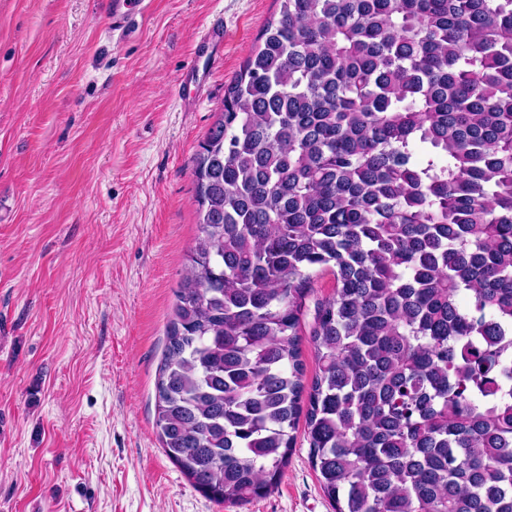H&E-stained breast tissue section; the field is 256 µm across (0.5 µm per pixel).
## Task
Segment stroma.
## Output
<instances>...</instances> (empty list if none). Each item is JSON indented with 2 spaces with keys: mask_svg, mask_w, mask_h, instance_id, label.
<instances>
[{
  "mask_svg": "<svg viewBox=\"0 0 512 512\" xmlns=\"http://www.w3.org/2000/svg\"><path fill=\"white\" fill-rule=\"evenodd\" d=\"M276 0H0V512H332L298 435L267 495L221 505L164 453L155 393L197 235L192 156ZM224 52L187 94L193 49ZM152 0H105L104 13L112 32L123 34L139 16L143 21L150 9ZM222 47H224V20L219 18L209 23L203 39L196 46L194 58L189 67V73L192 75V78L199 76L201 59L205 58L204 70L205 65L208 66L215 63L217 53Z\"/></svg>",
  "mask_w": 512,
  "mask_h": 512,
  "instance_id": "1",
  "label": "stroma"
}]
</instances>
